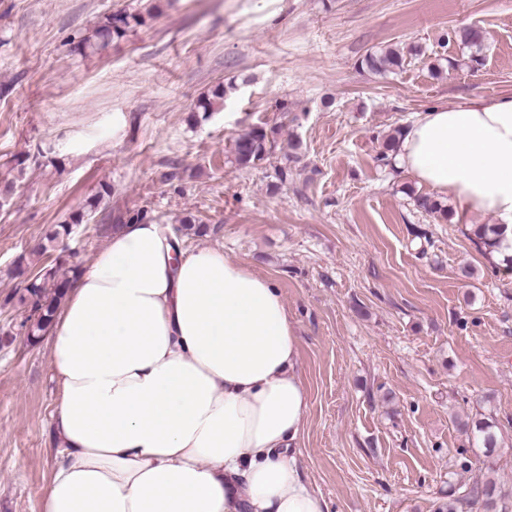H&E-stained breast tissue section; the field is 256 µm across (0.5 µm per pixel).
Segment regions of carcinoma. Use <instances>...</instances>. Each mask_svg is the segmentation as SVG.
<instances>
[{"instance_id":"obj_1","label":"carcinoma","mask_w":512,"mask_h":512,"mask_svg":"<svg viewBox=\"0 0 512 512\" xmlns=\"http://www.w3.org/2000/svg\"><path fill=\"white\" fill-rule=\"evenodd\" d=\"M158 9L159 5L153 4L144 14L119 11L106 15L92 29L90 35L81 40V47L85 49L100 42L106 43L122 38L131 29L144 25L146 16L152 15ZM453 38L469 48L479 50L484 43L485 33L479 27L468 26L453 31ZM403 63L404 58L399 49L386 47L366 54L361 60V67L374 74L384 75L401 68ZM226 93L227 89L224 85H217L208 94L198 99L188 120L196 124L208 120L216 110V106L224 103ZM277 135L278 129L275 127H256L239 136L235 140L232 150L233 162L240 169L253 168L273 152ZM401 135L402 130L398 129L395 134L384 141L376 156L377 162L383 166L392 163ZM289 147L291 152L285 156V162L276 169V177L282 186L288 184V179L291 176L290 164L297 162L305 150L303 141L297 137L289 141ZM403 191L412 198L414 205L420 211L444 220L450 217L448 206L444 205L436 196L419 192L409 185L404 186ZM111 192V186L107 184L101 186L99 192L87 200L83 209L70 215L68 222L56 225L30 247L28 254L32 257V261L28 262L22 258L17 262L15 273L24 278L26 283L19 296V301L24 304L31 299L35 303L34 313L27 318L30 340L37 341L49 328L70 283V278L58 276L57 270L53 267L43 266L37 271L32 270L33 261L41 260L54 247V243L59 238L70 235L73 225L84 223L85 219L91 216L93 210L98 208L102 199L110 195ZM473 235L477 246L488 254L500 247V226L497 224H477ZM454 423L459 431L468 436L475 451L481 453L488 460L493 458L498 448V436L494 422L486 418L474 420L457 417L454 419ZM469 499L480 500L483 512H509V508L512 507L497 483L487 480L471 487L449 485L448 500L438 506L437 512H461L464 502Z\"/></svg>"}]
</instances>
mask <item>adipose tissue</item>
<instances>
[{
    "instance_id": "obj_1",
    "label": "adipose tissue",
    "mask_w": 512,
    "mask_h": 512,
    "mask_svg": "<svg viewBox=\"0 0 512 512\" xmlns=\"http://www.w3.org/2000/svg\"><path fill=\"white\" fill-rule=\"evenodd\" d=\"M399 168L512 244V94L418 113ZM43 512H326L294 450L308 392L279 288L151 220L116 229L48 332Z\"/></svg>"
}]
</instances>
